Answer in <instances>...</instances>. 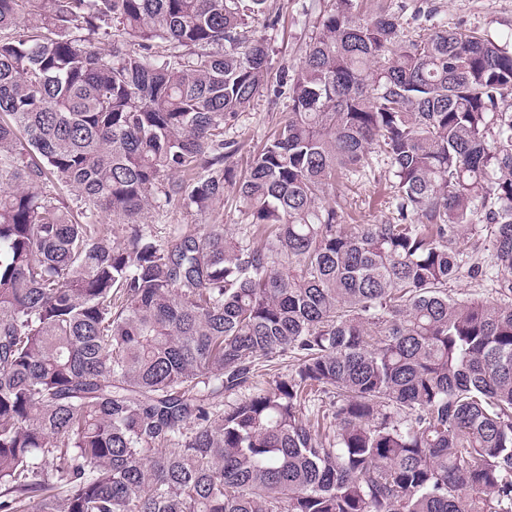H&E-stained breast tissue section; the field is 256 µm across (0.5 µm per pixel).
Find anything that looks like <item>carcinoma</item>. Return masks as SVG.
<instances>
[{"instance_id":"carcinoma-1","label":"carcinoma","mask_w":512,"mask_h":512,"mask_svg":"<svg viewBox=\"0 0 512 512\" xmlns=\"http://www.w3.org/2000/svg\"><path fill=\"white\" fill-rule=\"evenodd\" d=\"M259 19L0 0V512H512V41L335 0L242 173ZM381 162L389 216L344 225ZM228 187L241 236L140 227ZM486 263L497 299L452 293ZM274 96L266 89L257 96L250 107L242 112L232 127L224 132V139L237 143V153L228 160L240 171L249 165L253 156L263 147L267 138L277 128L285 112H288V87Z\"/></svg>"}]
</instances>
